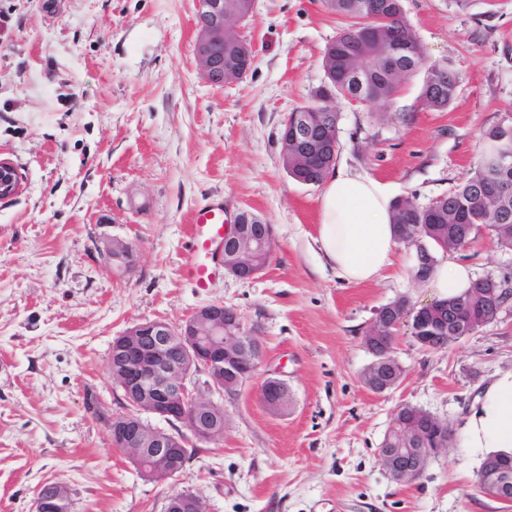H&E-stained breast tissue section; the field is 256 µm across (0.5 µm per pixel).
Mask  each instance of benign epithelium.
Returning <instances> with one entry per match:
<instances>
[{"label": "benign epithelium", "mask_w": 512, "mask_h": 512, "mask_svg": "<svg viewBox=\"0 0 512 512\" xmlns=\"http://www.w3.org/2000/svg\"><path fill=\"white\" fill-rule=\"evenodd\" d=\"M226 0H196L195 27L197 38L194 54L204 79L217 86L238 81L253 66L255 53L243 64L224 52L229 36L244 39L240 27L248 19L235 9L225 7ZM280 146H291L304 155L305 166L324 164L326 155L336 152V145L326 138L315 139L308 121H287L280 131ZM21 180L16 167L0 160V200L19 192ZM273 244L272 225L248 210L241 211L235 223L224 234L222 254L224 270L241 280L261 274L266 265L240 256L258 255ZM112 264L127 268L132 263V250L115 244L107 252ZM414 281L425 279L423 268L432 257L417 246L412 256ZM500 281L485 277L474 281L472 291L494 299ZM450 314V321L443 314ZM405 318L403 305L390 303L382 308L365 333V344L375 356L376 365L393 368L398 362L391 356L396 335ZM420 318L435 324L434 335L414 340L426 349L442 347L444 340L463 337L493 320L483 307L436 301L420 308ZM261 358L259 344L243 331L238 313L222 303H209L197 308L180 324L159 320L137 324L112 342L110 372L121 389L132 412L109 421L112 445L124 451L142 476L165 480L178 475L189 454L185 438L143 426L141 413L156 415L169 423L179 422L198 439L214 440L224 433V412L211 401L195 393L192 378L207 377V384L217 393H234L254 375ZM260 397L273 411L284 408L288 384L279 378H268L261 385ZM409 431L423 445L421 453L429 457L451 436L448 426L432 414L412 410ZM384 467L399 483H408L420 474L419 465L402 461L403 455L390 448H378ZM171 512H205L203 504L188 492L170 498ZM33 512H69L68 501L55 483L46 482L38 490Z\"/></svg>", "instance_id": "benign-epithelium-1"}]
</instances>
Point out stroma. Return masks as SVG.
I'll return each mask as SVG.
<instances>
[{"mask_svg": "<svg viewBox=\"0 0 512 512\" xmlns=\"http://www.w3.org/2000/svg\"><path fill=\"white\" fill-rule=\"evenodd\" d=\"M429 63L460 76L447 110L421 107L423 75L384 111L336 99V167L425 204L474 171L484 133L512 127V0H403ZM195 0H0V160L21 188L0 201V512H32L45 482L69 490L70 512H165L189 492L206 512H512L485 495L484 455L463 447L467 417L512 372V298L496 318L438 349L402 326L392 355L400 383L377 393L364 336L378 311L435 300L398 270L350 283L315 242L322 186L287 174L286 115L325 79L324 51L341 27L323 0H256L240 29L256 60L224 86L201 76ZM223 200L273 224V254L256 279L221 273L197 293L181 271L197 210ZM132 248L113 270L108 244ZM437 260L512 286V250L488 231ZM234 308L260 345L236 394L196 387L224 411L223 437H188L183 471L142 477L112 446L127 412L112 382V341L148 321L181 323L203 305ZM284 380L280 411L260 399ZM414 406L453 441L420 476L393 481L377 450L394 413ZM260 397L269 409L280 411L288 399V385L282 379L268 378L261 386Z\"/></svg>", "mask_w": 512, "mask_h": 512, "instance_id": "obj_1", "label": "stroma"}]
</instances>
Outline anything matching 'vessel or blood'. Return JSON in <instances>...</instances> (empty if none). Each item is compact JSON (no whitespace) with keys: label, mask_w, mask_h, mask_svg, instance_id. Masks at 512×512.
<instances>
[{"label":"vessel or blood","mask_w":512,"mask_h":512,"mask_svg":"<svg viewBox=\"0 0 512 512\" xmlns=\"http://www.w3.org/2000/svg\"><path fill=\"white\" fill-rule=\"evenodd\" d=\"M224 205L216 202L200 209L191 226L183 253L182 272L193 288L206 290L217 269L211 263L213 246L224 238Z\"/></svg>","instance_id":"vessel-or-blood-1"}]
</instances>
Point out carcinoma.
<instances>
[{
    "label": "carcinoma",
    "mask_w": 512,
    "mask_h": 512,
    "mask_svg": "<svg viewBox=\"0 0 512 512\" xmlns=\"http://www.w3.org/2000/svg\"><path fill=\"white\" fill-rule=\"evenodd\" d=\"M332 13L346 20L345 26L326 47L324 70L336 62V96L358 103L384 104L392 100L400 87L418 70L424 57L420 42L405 20L402 0H324ZM396 41L408 50L406 61L391 64L384 56L386 46ZM367 71L363 83H355L347 72L357 68ZM459 75L444 67L427 69L420 99L424 108L443 111L453 102ZM296 112L319 121L328 135L338 134L339 113L316 101ZM512 137L501 127L485 133V145L476 170L450 192L419 205L410 197L395 201L392 223L404 224V236L431 252L440 250L438 240L448 235L469 243L485 228L498 245L512 249V190L495 200L483 198V189L491 175H503L512 184V168L500 173L496 162L487 160L497 145L505 147ZM479 488L496 484L512 496V456L491 455L484 461L477 479Z\"/></svg>",
    "instance_id": "carcinoma-1"
}]
</instances>
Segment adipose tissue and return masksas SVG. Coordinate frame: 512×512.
Listing matches in <instances>:
<instances>
[{
	"label": "adipose tissue",
	"instance_id": "1",
	"mask_svg": "<svg viewBox=\"0 0 512 512\" xmlns=\"http://www.w3.org/2000/svg\"><path fill=\"white\" fill-rule=\"evenodd\" d=\"M393 199L376 179L340 170L328 174L316 241L337 274L352 283L374 281L396 265L399 239ZM465 447L512 453V373L495 380L466 421Z\"/></svg>",
	"mask_w": 512,
	"mask_h": 512
}]
</instances>
